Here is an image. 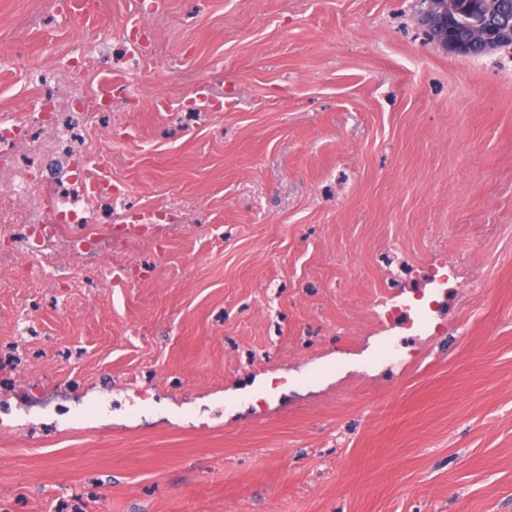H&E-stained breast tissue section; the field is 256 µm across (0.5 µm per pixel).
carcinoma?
<instances>
[{
	"mask_svg": "<svg viewBox=\"0 0 512 512\" xmlns=\"http://www.w3.org/2000/svg\"><path fill=\"white\" fill-rule=\"evenodd\" d=\"M448 30L459 55L512 49V0H448Z\"/></svg>",
	"mask_w": 512,
	"mask_h": 512,
	"instance_id": "1",
	"label": "carcinoma"
}]
</instances>
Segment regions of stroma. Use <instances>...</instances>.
Masks as SVG:
<instances>
[{"label":"stroma","mask_w":512,"mask_h":512,"mask_svg":"<svg viewBox=\"0 0 512 512\" xmlns=\"http://www.w3.org/2000/svg\"><path fill=\"white\" fill-rule=\"evenodd\" d=\"M137 14L156 60L85 135L127 211H184L97 288L0 230V508L512 512V53L417 0H0V115ZM446 270L430 326L385 321Z\"/></svg>","instance_id":"1"}]
</instances>
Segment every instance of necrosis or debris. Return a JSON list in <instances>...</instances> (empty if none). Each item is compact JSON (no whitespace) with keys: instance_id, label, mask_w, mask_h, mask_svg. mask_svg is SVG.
I'll return each instance as SVG.
<instances>
[{"instance_id":"4bbe7bcc","label":"necrosis or debris","mask_w":512,"mask_h":512,"mask_svg":"<svg viewBox=\"0 0 512 512\" xmlns=\"http://www.w3.org/2000/svg\"><path fill=\"white\" fill-rule=\"evenodd\" d=\"M90 64L84 51L72 50L67 80L37 103L0 116V224L18 228L41 268L60 252L86 260L111 253V237L84 233L90 224H111L114 202L125 191L114 185L111 159L77 140L76 128L111 132L113 104L131 89L112 81L99 94H84Z\"/></svg>"}]
</instances>
